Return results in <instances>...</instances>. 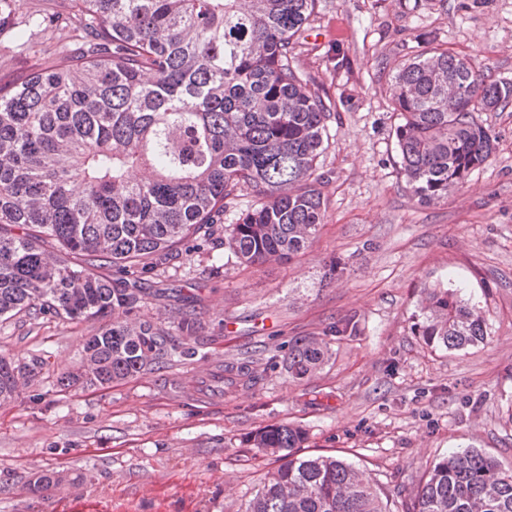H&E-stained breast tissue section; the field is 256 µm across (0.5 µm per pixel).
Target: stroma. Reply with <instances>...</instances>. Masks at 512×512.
<instances>
[{
    "label": "stroma",
    "instance_id": "obj_1",
    "mask_svg": "<svg viewBox=\"0 0 512 512\" xmlns=\"http://www.w3.org/2000/svg\"><path fill=\"white\" fill-rule=\"evenodd\" d=\"M56 0H0V86L77 42L43 29ZM512 80V0H319L296 49L311 90L330 104L318 160L328 207L317 238L292 261L246 265L215 229L152 277L138 316L169 329L192 289L194 356L105 388L60 390L98 321L23 315L0 320V355L43 366L0 402V512H245L276 457L249 443L291 424L305 452L363 469L396 499L432 460L475 447L512 466V105L480 112L490 159L447 198L420 203L400 172L387 99L393 62L424 39ZM459 290L482 308L487 344L448 353L414 333L421 285ZM317 336L330 359L295 380L290 344ZM223 367L206 404L173 397L204 361ZM53 472L39 495L24 484Z\"/></svg>",
    "mask_w": 512,
    "mask_h": 512
}]
</instances>
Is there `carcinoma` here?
Here are the masks:
<instances>
[{
  "instance_id": "obj_1",
  "label": "carcinoma",
  "mask_w": 512,
  "mask_h": 512,
  "mask_svg": "<svg viewBox=\"0 0 512 512\" xmlns=\"http://www.w3.org/2000/svg\"><path fill=\"white\" fill-rule=\"evenodd\" d=\"M316 5L67 0L82 21L81 51L0 87V318L103 321L61 388L106 387L195 355L190 303L179 309L178 344L128 317L150 294L145 277L198 248L237 198H253L227 236L242 262L290 261L313 243L333 112L294 59ZM388 93L401 173L430 204L490 158L494 138L474 114L511 104L512 80L429 45L392 68ZM47 241L75 261L61 262ZM102 263L115 278L97 272ZM418 309L415 335L434 351L490 338L482 309L455 290L422 288ZM330 354L324 340L297 339L288 375L308 377ZM39 366L0 357V400ZM251 441L281 464L245 512H390L360 468L297 453L302 428L266 427ZM402 512H512V468L475 448L450 451L406 491Z\"/></svg>"
}]
</instances>
